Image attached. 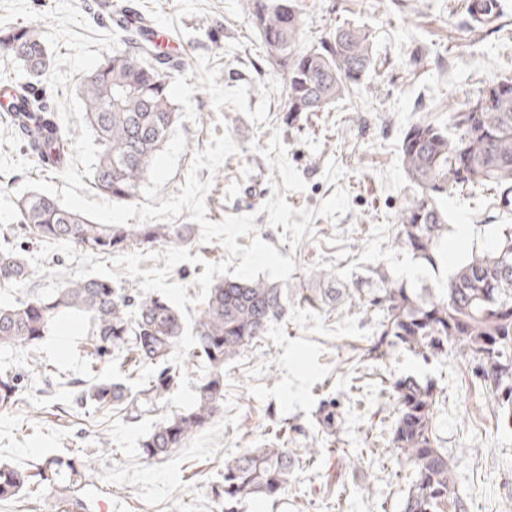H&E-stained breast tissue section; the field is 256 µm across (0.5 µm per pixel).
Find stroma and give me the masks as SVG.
Returning a JSON list of instances; mask_svg holds the SVG:
<instances>
[{"instance_id": "stroma-1", "label": "stroma", "mask_w": 512, "mask_h": 512, "mask_svg": "<svg viewBox=\"0 0 512 512\" xmlns=\"http://www.w3.org/2000/svg\"><path fill=\"white\" fill-rule=\"evenodd\" d=\"M468 0H299L305 14L303 41L315 46L344 22L365 26L376 70L329 111L286 126L284 74L261 51L257 30L240 0H112L113 10L133 8L160 34L159 48L189 55L174 73L170 93L179 122L157 153L140 202L159 206L179 193L196 152L211 138L230 134L238 151L211 181L206 217L254 215L261 239L292 257L296 269L283 284L288 314L262 340L224 364V399L211 420L162 460L139 452L140 442L162 419L176 412L163 399L138 400L96 411L77 405L76 382L91 385L119 372L117 361L95 362L85 346V318L55 322L37 345L0 350V373L20 374L18 401L0 409V463L30 471L51 456L94 467L76 487L67 510L58 492L19 495L0 501V512H213L214 490L224 464L252 448L273 442L286 430L300 466L275 502L250 500L242 512H400L406 488L403 467L390 440L395 403L391 378L413 374L441 389L435 417L440 446L456 464L466 512H512V430L498 426L496 409L483 383L471 372L468 355L438 358L400 352L378 359L368 350L375 340L376 311L348 297L311 306L303 295L318 288L311 271L352 275L383 274L435 288L449 267L470 250L471 238L449 235L446 258L437 270L422 271L396 241V220L409 182L398 159L399 143L411 123L448 122L452 112L485 86L512 77V0H501L498 19L473 30ZM98 0H0V26H39L59 66L48 81V103L77 93L81 78L102 53L123 46L110 21L98 14ZM280 133L287 158L306 183L286 193L296 209H311L333 194L349 192L351 209L338 223L314 218L313 238L298 247L283 243L260 208L281 175L271 174L260 156L273 133ZM65 182L22 156L16 137L0 121V189L18 190L25 179ZM450 227L512 224V206L499 205L483 188L454 189L443 200ZM184 234L177 245L200 256L199 264L174 267L171 281L189 297L201 291L197 275L204 262L226 259L220 243L201 240L198 224L178 217ZM29 276L0 288V304L45 297L61 274L110 279L113 287L138 289L107 255L84 253L71 243L31 245L25 254ZM334 404L336 428L320 421ZM316 449L308 457V449Z\"/></svg>"}]
</instances>
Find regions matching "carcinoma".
I'll list each match as a JSON object with an SVG mask.
<instances>
[{"instance_id":"1","label":"carcinoma","mask_w":512,"mask_h":512,"mask_svg":"<svg viewBox=\"0 0 512 512\" xmlns=\"http://www.w3.org/2000/svg\"><path fill=\"white\" fill-rule=\"evenodd\" d=\"M288 3L291 11L282 9ZM242 8L258 28L266 57L285 75V123L326 112L360 85L376 67L370 33L342 23L318 46L302 44L304 13L295 0H242ZM501 0H471L467 14L481 27L500 15ZM147 18L124 11L112 18L121 31L142 32ZM125 49L102 54L83 79L79 98L84 121L100 152L92 183L116 203L140 194L156 153L179 120L169 92V74L185 58L156 50L146 39H128ZM0 53L21 67L23 81L0 90L5 120L37 166L61 171L69 163L76 133L47 106L40 91L56 68L42 30L35 25L0 28ZM453 132L432 120H419L403 133L399 161L411 193L398 216L396 241L423 267L436 268L448 237V216L440 200L464 185L490 186L512 204V78L480 90L464 108L452 113ZM16 231L42 245L70 242L90 254L151 247L169 233L159 225L137 228L95 224L65 209L52 196L31 193L17 203ZM479 237L440 288H413L404 280H383L381 295L369 292V281L352 279L348 295L364 307L378 309L373 350L380 355L407 351L422 357L446 356L457 348L492 393L498 418L512 426V224H478ZM28 275L22 251L0 248V287ZM311 277L326 282L323 295L334 301L336 275L316 270ZM288 313V296L264 280L225 278L216 282L194 323L192 355L209 372L195 387L197 404L161 421L140 443L143 456L163 459L181 448L216 413L224 399V363L253 346L268 327ZM67 314L90 317V345L96 358L124 356L121 372L157 367L134 391L127 378L79 389L75 402L111 408L134 395L159 397L180 382L181 370L169 361L183 333L181 311L161 295L122 292L112 281L96 277H64L48 297L0 305V348L27 347L40 341L51 325ZM19 375L0 373V408L15 405ZM440 389L432 380L412 375L390 385L396 416L391 439L404 465L407 488L400 512H465L448 453L438 447L434 419ZM90 468L56 457L33 472L0 463V499L45 488L79 485ZM296 468L287 443L249 450L225 464L215 495L221 512H241L249 499L275 500L288 487Z\"/></svg>"}]
</instances>
